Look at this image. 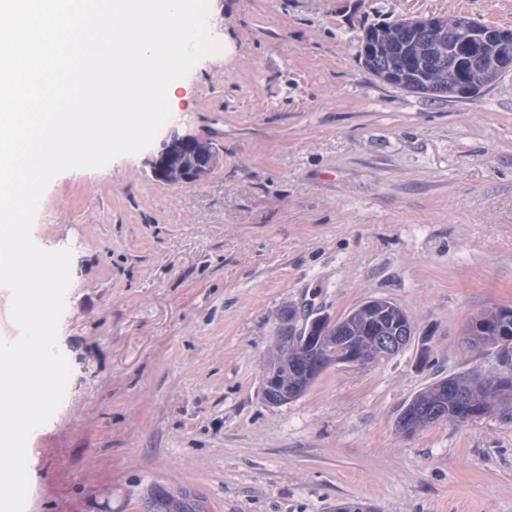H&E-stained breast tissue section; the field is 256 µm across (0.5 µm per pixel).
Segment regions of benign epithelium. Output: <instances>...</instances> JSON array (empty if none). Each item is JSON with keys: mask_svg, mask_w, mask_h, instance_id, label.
I'll return each instance as SVG.
<instances>
[{"mask_svg": "<svg viewBox=\"0 0 512 512\" xmlns=\"http://www.w3.org/2000/svg\"><path fill=\"white\" fill-rule=\"evenodd\" d=\"M404 50L419 61V70L408 75L395 74L376 58L389 39L390 30L380 28L360 37V50L365 69L380 82L400 87L411 93L427 92L441 97H468L478 89L484 90L512 73V29L499 28L477 22L467 16H406L400 18ZM448 68L453 73L468 69L482 80L479 86L469 83L445 84L435 81V72ZM198 138L175 135L164 144L153 161L155 177L163 182L173 167H178L179 182L197 181L200 168H210L212 161L196 149ZM192 156V167L179 165L180 159ZM377 303L369 300L355 307L344 317L332 320L318 315L303 317L293 307L284 310L277 330L276 343L298 358L303 379L317 378L333 365L361 366L370 361L362 341L375 345L379 356L389 358L399 353L412 335V326L406 314L389 328H381L375 335L354 336L355 322L377 310ZM328 341L336 346V355L325 358L317 352V344ZM262 394L267 405L277 407L288 403V393L268 374L262 375Z\"/></svg>", "mask_w": 512, "mask_h": 512, "instance_id": "obj_1", "label": "benign epithelium"}]
</instances>
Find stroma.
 Instances as JSON below:
<instances>
[{"label":"stroma","instance_id":"1","mask_svg":"<svg viewBox=\"0 0 512 512\" xmlns=\"http://www.w3.org/2000/svg\"><path fill=\"white\" fill-rule=\"evenodd\" d=\"M408 14L512 28V0H209L222 49L152 145L51 181L32 237L73 254L72 373L28 438L25 512H141L153 485L208 512H512V422L396 429L425 387L492 366L463 331L512 306V74L467 101L380 83L359 38ZM176 133L220 149L191 185L152 173ZM375 298L409 316L402 351L263 402L284 309Z\"/></svg>","mask_w":512,"mask_h":512}]
</instances>
